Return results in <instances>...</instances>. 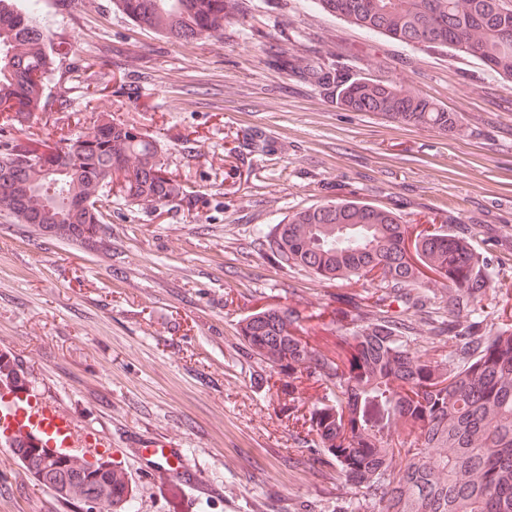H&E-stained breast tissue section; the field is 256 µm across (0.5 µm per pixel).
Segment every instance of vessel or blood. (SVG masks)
I'll return each mask as SVG.
<instances>
[{
    "mask_svg": "<svg viewBox=\"0 0 512 512\" xmlns=\"http://www.w3.org/2000/svg\"><path fill=\"white\" fill-rule=\"evenodd\" d=\"M0 429L8 431V449L18 458H26L32 451L50 459L75 456L68 419L55 408L32 403L27 391H13L11 399L0 402ZM183 459L182 449L162 440L141 449L145 471L173 482L180 501L186 504L191 495L209 494L211 488L201 474L184 465Z\"/></svg>",
    "mask_w": 512,
    "mask_h": 512,
    "instance_id": "1",
    "label": "vessel or blood"
}]
</instances>
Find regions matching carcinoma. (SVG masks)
Segmentation results:
<instances>
[{
	"label": "carcinoma",
	"mask_w": 512,
	"mask_h": 512,
	"mask_svg": "<svg viewBox=\"0 0 512 512\" xmlns=\"http://www.w3.org/2000/svg\"><path fill=\"white\" fill-rule=\"evenodd\" d=\"M238 0H113L145 30L178 41L224 36V21ZM324 11L350 24L408 45L456 48L480 59L512 83V5L503 0H318ZM63 52L21 0H0V114L22 126L49 103L72 111L75 68L61 69ZM283 70L311 79L350 112H371L394 122L448 136L463 132L456 113L396 81L356 77L339 63L277 57ZM183 194L155 139L128 123L100 114L75 135L48 133L0 142V212L19 224L60 228L58 235L94 248L103 242L97 204L110 195L129 206H165ZM407 227L392 211L353 200L295 213L269 231L266 244L283 269L301 268L323 281L370 283L365 294L341 297L351 327L320 349L303 330L304 317L269 307L239 323L251 356L288 376V410L308 385L321 391L309 412V431L294 444L314 463H336L345 480L363 490L342 512H512V327L494 336L479 323L458 328L455 313L484 296L492 276L512 269V254L497 268L442 228L417 233L406 251ZM448 282L438 297L432 277ZM411 303L436 331L457 343L453 356L418 354L412 320L392 306ZM404 451L400 470L395 449ZM39 485L61 496L101 500V512L130 509L132 492L104 462L84 467L63 459L28 460Z\"/></svg>",
	"instance_id": "carcinoma-1"
}]
</instances>
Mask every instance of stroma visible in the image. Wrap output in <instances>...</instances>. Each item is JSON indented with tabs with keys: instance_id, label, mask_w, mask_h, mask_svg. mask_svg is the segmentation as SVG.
<instances>
[{
	"instance_id": "35a3bbf8",
	"label": "stroma",
	"mask_w": 512,
	"mask_h": 512,
	"mask_svg": "<svg viewBox=\"0 0 512 512\" xmlns=\"http://www.w3.org/2000/svg\"><path fill=\"white\" fill-rule=\"evenodd\" d=\"M33 11L68 63L94 60L80 81L103 87L95 110L153 136L185 197L107 204L102 250L0 213V357L71 419L76 454L120 462L136 512L174 506L136 450L150 436L185 449L212 486L194 512H339L358 491L295 447L302 425L237 323L284 305L319 339L344 324L347 285L281 269L260 244L296 211L345 198L413 228L475 229L472 248L496 264L512 252V87L475 57L357 28L317 0H239L219 42L142 29L112 0ZM278 55L397 81L465 131L345 111ZM0 512L90 509L0 448Z\"/></svg>"
}]
</instances>
